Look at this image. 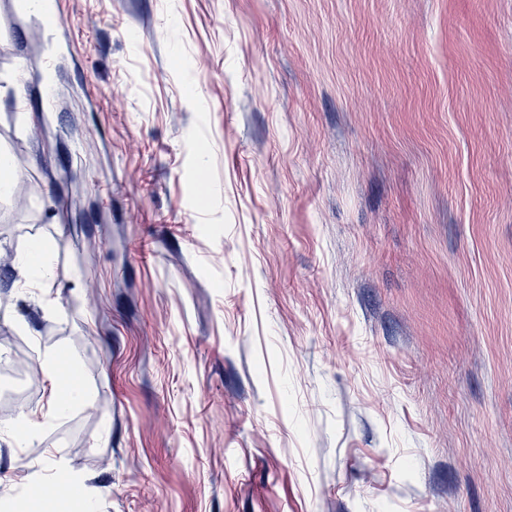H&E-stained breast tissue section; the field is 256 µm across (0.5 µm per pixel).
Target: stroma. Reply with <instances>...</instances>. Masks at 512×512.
<instances>
[{
	"label": "stroma",
	"instance_id": "stroma-1",
	"mask_svg": "<svg viewBox=\"0 0 512 512\" xmlns=\"http://www.w3.org/2000/svg\"><path fill=\"white\" fill-rule=\"evenodd\" d=\"M66 20L50 112L16 107L49 31L0 21V254L52 249L0 271L33 368L0 424H39L0 438V506L512 512V0ZM48 352L90 392L57 417ZM30 262H36L41 267L49 269L51 264V251L49 245L44 241H36L31 246L22 251L19 255V263L26 265Z\"/></svg>",
	"mask_w": 512,
	"mask_h": 512
}]
</instances>
